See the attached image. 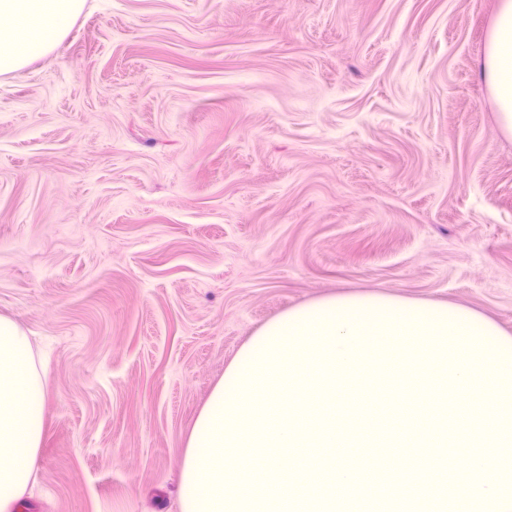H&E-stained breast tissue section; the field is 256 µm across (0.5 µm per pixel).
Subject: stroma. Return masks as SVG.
<instances>
[{
    "label": "stroma",
    "instance_id": "stroma-1",
    "mask_svg": "<svg viewBox=\"0 0 512 512\" xmlns=\"http://www.w3.org/2000/svg\"><path fill=\"white\" fill-rule=\"evenodd\" d=\"M498 0H87L0 75V316L48 379L25 512H180L193 420L295 305L372 291L512 334ZM482 74L498 130L512 139V0H498L486 36Z\"/></svg>",
    "mask_w": 512,
    "mask_h": 512
}]
</instances>
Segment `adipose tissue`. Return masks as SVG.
Returning a JSON list of instances; mask_svg holds the SVG:
<instances>
[{
	"instance_id": "obj_1",
	"label": "adipose tissue",
	"mask_w": 512,
	"mask_h": 512,
	"mask_svg": "<svg viewBox=\"0 0 512 512\" xmlns=\"http://www.w3.org/2000/svg\"><path fill=\"white\" fill-rule=\"evenodd\" d=\"M85 0H0V74L48 54L70 31ZM482 74L499 132L512 139V0H498ZM47 381L30 337L0 317V512H18L32 482L44 431Z\"/></svg>"
}]
</instances>
